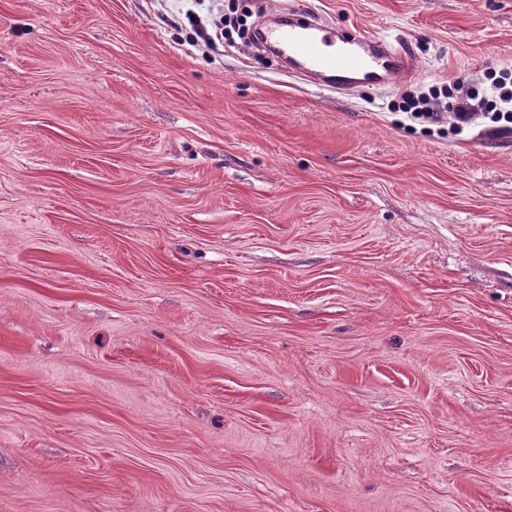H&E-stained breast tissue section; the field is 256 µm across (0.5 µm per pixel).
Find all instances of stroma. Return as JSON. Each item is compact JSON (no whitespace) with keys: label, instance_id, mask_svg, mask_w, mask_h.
Returning a JSON list of instances; mask_svg holds the SVG:
<instances>
[{"label":"stroma","instance_id":"1","mask_svg":"<svg viewBox=\"0 0 512 512\" xmlns=\"http://www.w3.org/2000/svg\"><path fill=\"white\" fill-rule=\"evenodd\" d=\"M401 40L308 85L166 0H0V512H512V0H267ZM191 2V6L182 5L178 14L192 29L187 37L188 46L197 51L206 52L223 46L224 28L228 25V17H224V3L222 0H193V1H166ZM186 8V10H184ZM508 75L507 71L488 74L489 92H480L465 84L449 85L445 94L455 102L450 113L453 124L460 128L489 120L495 124L505 123L495 129L511 131L512 126L508 124H512V82ZM427 96L423 93H407L402 101V110L410 114L412 119L424 120L426 122L438 123L441 120V112H433L428 108V102L432 99H438L439 96L435 97Z\"/></svg>","mask_w":512,"mask_h":512}]
</instances>
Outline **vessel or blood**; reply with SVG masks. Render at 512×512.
Instances as JSON below:
<instances>
[{"label":"vessel or blood","mask_w":512,"mask_h":512,"mask_svg":"<svg viewBox=\"0 0 512 512\" xmlns=\"http://www.w3.org/2000/svg\"><path fill=\"white\" fill-rule=\"evenodd\" d=\"M265 44L323 86L329 71H359L382 83L411 76V60L403 49L381 39L337 35L335 28L318 19L287 18L261 31Z\"/></svg>","instance_id":"obj_1"}]
</instances>
